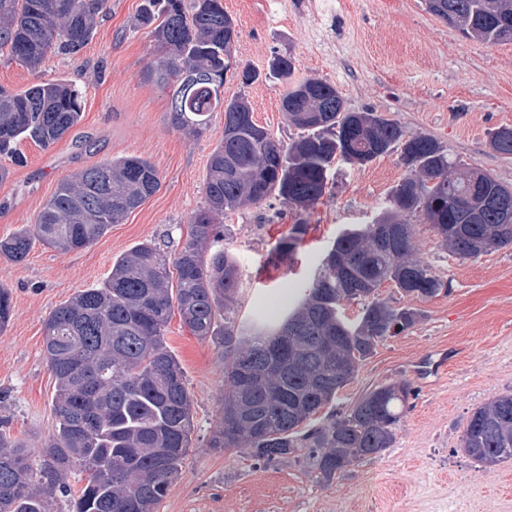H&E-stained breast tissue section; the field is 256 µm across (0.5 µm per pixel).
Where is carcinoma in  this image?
Here are the masks:
<instances>
[{"mask_svg": "<svg viewBox=\"0 0 512 512\" xmlns=\"http://www.w3.org/2000/svg\"><path fill=\"white\" fill-rule=\"evenodd\" d=\"M428 12L468 38L512 42V0H424ZM110 0H0V50L36 68L47 52L77 53ZM222 0H143L139 22L162 55L146 77L169 90L172 125L190 136L207 130L223 101L230 40ZM292 58L274 57L269 75L286 81ZM282 111L305 131L289 145L253 120L243 97L227 102L224 141L210 155L205 206L189 220L187 238L169 257L153 241L112 261L109 276L58 306L45 324V351L56 381L58 423L42 461L0 430V512H155L179 476L194 431L192 398L176 356L164 341L171 312L200 340L224 346V407L208 447L247 448L273 461L309 449L324 480L391 447L415 396L407 380L382 384L330 422L306 428L388 336L419 320L412 308L379 298L386 283L429 300L448 290L416 253L409 219L422 217L461 261L512 248V185L476 167H460L434 137L410 134L376 112H350L320 79L289 85ZM82 93L70 83L42 82L20 94L0 87V155L29 139L44 147L81 120ZM512 158V128L490 136ZM397 148L408 169L387 206L364 228L341 232L297 306L236 324L241 268L218 242V215L271 199L297 216L270 256L293 255L306 233L303 214L326 194L335 160L363 167ZM158 171L140 156H122L62 180L36 224L0 239V257L20 263L32 241L78 251L153 196ZM361 310L353 322L347 302ZM11 293L0 285V328L11 319ZM461 450L485 466L512 460V394L470 416ZM82 483L71 493L69 478Z\"/></svg>", "mask_w": 512, "mask_h": 512, "instance_id": "carcinoma-1", "label": "carcinoma"}]
</instances>
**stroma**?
<instances>
[{"instance_id":"35a3bbf8","label":"stroma","mask_w":512,"mask_h":512,"mask_svg":"<svg viewBox=\"0 0 512 512\" xmlns=\"http://www.w3.org/2000/svg\"><path fill=\"white\" fill-rule=\"evenodd\" d=\"M143 0H112L76 54H48L30 69L0 55V86L15 93L49 80L82 92L80 122L43 147L19 144L20 162L0 184V238L35 224L60 181L91 165L126 155L148 159L159 191L88 247L66 254L33 243L19 264L0 260L12 317L0 329V422L38 462L52 434L55 379L44 356L50 313L77 291L97 286L113 260L145 241L176 253L193 213L205 205L213 149L224 137V115L189 138L170 119L166 90L145 77L157 49L136 20ZM238 37L225 98L245 96L253 119L288 143L300 131L281 110L282 81L245 86L237 69L267 71L276 56L294 60L293 81L319 78L336 87L353 112L372 111L413 134L438 139L459 164L480 167L512 185V159L489 146L490 132L512 127V43L465 37L428 12L423 0H223ZM407 169L399 151L357 168L333 166L329 188L307 216V233L290 259L269 253L295 222L272 201L218 216L221 248L242 267L236 321L251 324L257 309L282 295L296 297L312 280L336 236L371 221ZM420 257L448 282L447 294L420 300L386 285L392 306L420 310L410 330L381 341L353 381L314 417L321 424L374 387L412 381L416 393L391 448L323 480L303 455L276 462L247 450L209 447L224 403V348L199 340L172 314L165 342L178 358L193 399L194 433L182 473L157 512H512V462L484 468L460 448L471 414L512 393V249L478 259L451 256L423 218L412 217Z\"/></svg>"}]
</instances>
